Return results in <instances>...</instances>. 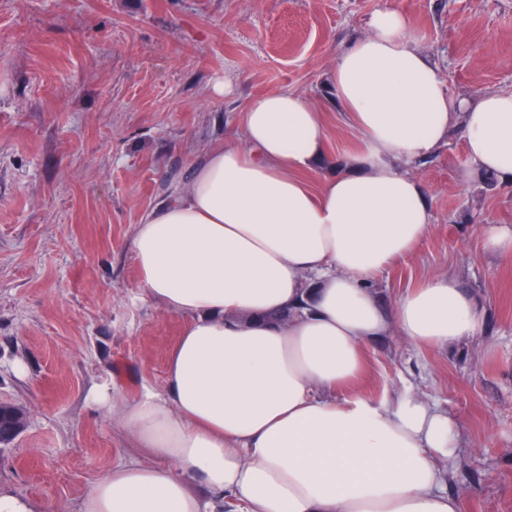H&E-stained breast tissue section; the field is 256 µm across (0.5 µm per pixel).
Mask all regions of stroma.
<instances>
[{"label":"stroma","mask_w":512,"mask_h":512,"mask_svg":"<svg viewBox=\"0 0 512 512\" xmlns=\"http://www.w3.org/2000/svg\"><path fill=\"white\" fill-rule=\"evenodd\" d=\"M394 7L452 97L512 91V0H0V404L23 410L0 445V487L79 512L91 484L135 457L91 394L162 389L186 321L147 299L132 252L142 218L191 179L200 154L244 146L245 106L290 90L318 108L325 155L311 188L344 171L357 136L334 101L336 56ZM228 82L233 92L215 93ZM451 130L406 172L432 224L374 282L384 306L454 272L486 313L483 335L365 350L352 392L413 394L460 430L447 489L459 512H512V262L483 246L512 226V186L487 189Z\"/></svg>","instance_id":"1"}]
</instances>
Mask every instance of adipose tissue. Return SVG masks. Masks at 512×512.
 Segmentation results:
<instances>
[{"instance_id": "1", "label": "adipose tissue", "mask_w": 512, "mask_h": 512, "mask_svg": "<svg viewBox=\"0 0 512 512\" xmlns=\"http://www.w3.org/2000/svg\"><path fill=\"white\" fill-rule=\"evenodd\" d=\"M369 26L332 77L359 139L344 172L310 189L301 173L323 158L321 114L270 92L244 109L247 149H208L189 185L138 224L143 292L186 325L163 390L119 404L96 393L154 461L113 466L80 512H458L437 464L458 445L446 413L410 395L336 393L384 336L445 347L483 333L484 310L454 272L389 308L370 283L429 232L427 195L404 168L453 127L469 174L512 184V93L453 98L403 12L377 11ZM284 309L288 322L270 321Z\"/></svg>"}]
</instances>
